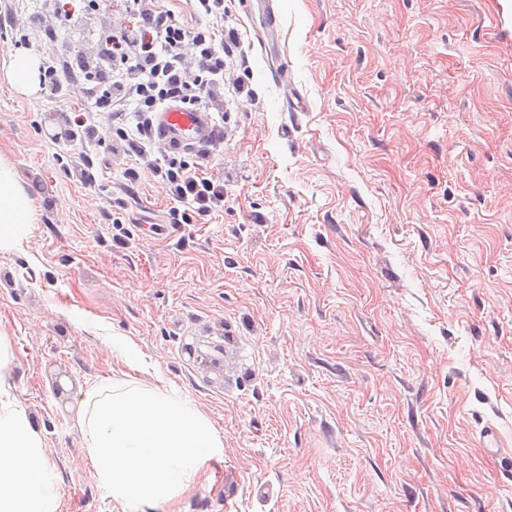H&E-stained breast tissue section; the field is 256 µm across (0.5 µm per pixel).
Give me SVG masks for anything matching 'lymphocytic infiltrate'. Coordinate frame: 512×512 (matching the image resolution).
Returning a JSON list of instances; mask_svg holds the SVG:
<instances>
[{"instance_id":"f902f5d3","label":"lymphocytic infiltrate","mask_w":512,"mask_h":512,"mask_svg":"<svg viewBox=\"0 0 512 512\" xmlns=\"http://www.w3.org/2000/svg\"><path fill=\"white\" fill-rule=\"evenodd\" d=\"M131 24L100 32L94 56L80 57L71 67L60 54H49L42 65L41 83L49 95L62 92L75 78L90 111L77 117L78 160L65 166L69 179L94 188L102 150L123 153L122 192L135 198L142 175L155 178L173 202L176 224H203L224 208V184L198 172L208 151L189 161L162 150L153 131V116L176 101L188 109L206 108L224 100L225 59L233 49L224 41V0H195L205 26L190 28L177 22L158 0H122ZM107 117L111 136L102 140L99 117Z\"/></svg>"}]
</instances>
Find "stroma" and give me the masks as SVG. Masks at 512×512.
I'll use <instances>...</instances> for the list:
<instances>
[{
    "label": "stroma",
    "instance_id": "stroma-1",
    "mask_svg": "<svg viewBox=\"0 0 512 512\" xmlns=\"http://www.w3.org/2000/svg\"><path fill=\"white\" fill-rule=\"evenodd\" d=\"M48 52L90 54L96 14ZM224 209L175 224L143 179L113 241L127 159L99 189L55 143L78 96L5 71L0 155L36 222L0 249L14 392L61 477L63 512H117L78 423L94 382L163 380L223 459L163 512H512V0H226ZM243 83L244 93L232 90ZM133 344L148 368L112 349ZM479 446L491 452L500 464L506 465L512 470V449L505 450L501 447L498 431L492 426H484L479 434Z\"/></svg>",
    "mask_w": 512,
    "mask_h": 512
}]
</instances>
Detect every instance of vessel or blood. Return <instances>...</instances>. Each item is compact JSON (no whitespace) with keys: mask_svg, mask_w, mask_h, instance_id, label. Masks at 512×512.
Returning <instances> with one entry per match:
<instances>
[{"mask_svg":"<svg viewBox=\"0 0 512 512\" xmlns=\"http://www.w3.org/2000/svg\"><path fill=\"white\" fill-rule=\"evenodd\" d=\"M155 133L160 142L171 151H188L207 146L218 133L211 113L187 110L178 105L166 106L155 115ZM479 445L491 452L500 464L512 470V449H504L497 430L484 426L479 434Z\"/></svg>","mask_w":512,"mask_h":512,"instance_id":"1","label":"vessel or blood"}]
</instances>
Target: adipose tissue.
Returning <instances> with one entry per match:
<instances>
[{
  "label": "adipose tissue",
  "mask_w": 512,
  "mask_h": 512,
  "mask_svg": "<svg viewBox=\"0 0 512 512\" xmlns=\"http://www.w3.org/2000/svg\"><path fill=\"white\" fill-rule=\"evenodd\" d=\"M34 221V205L0 158V245ZM0 349V512H63L59 475L40 431L12 391ZM79 425L94 479L121 512H157L222 455L215 429L177 391L104 379L84 393Z\"/></svg>",
  "instance_id": "obj_1"
}]
</instances>
